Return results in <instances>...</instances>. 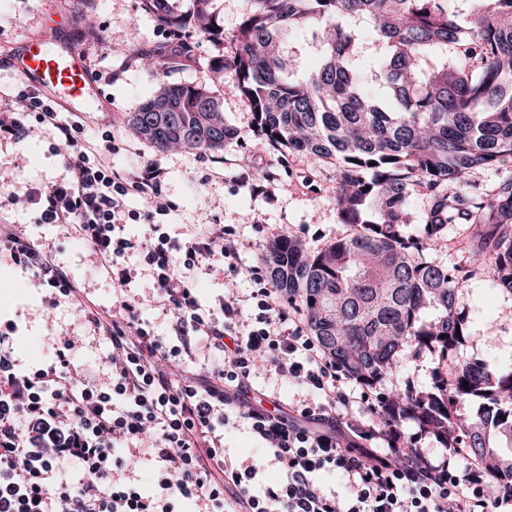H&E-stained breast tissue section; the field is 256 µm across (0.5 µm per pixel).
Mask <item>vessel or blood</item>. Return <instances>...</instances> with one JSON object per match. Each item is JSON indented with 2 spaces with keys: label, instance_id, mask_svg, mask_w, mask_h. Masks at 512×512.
<instances>
[{
  "label": "vessel or blood",
  "instance_id": "b4317fda",
  "mask_svg": "<svg viewBox=\"0 0 512 512\" xmlns=\"http://www.w3.org/2000/svg\"><path fill=\"white\" fill-rule=\"evenodd\" d=\"M63 27V22L50 20L41 35L11 52L8 60L12 72L72 112L77 105L96 97L97 90L79 46L71 43L60 52L48 50V43L56 41Z\"/></svg>",
  "mask_w": 512,
  "mask_h": 512
}]
</instances>
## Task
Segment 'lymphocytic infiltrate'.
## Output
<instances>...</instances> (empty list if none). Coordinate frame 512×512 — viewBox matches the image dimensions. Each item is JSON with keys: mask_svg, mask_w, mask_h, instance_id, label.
<instances>
[{"mask_svg": "<svg viewBox=\"0 0 512 512\" xmlns=\"http://www.w3.org/2000/svg\"><path fill=\"white\" fill-rule=\"evenodd\" d=\"M25 109L0 113V141L18 140L35 124L50 132L64 160V176L31 188L25 202L42 224L71 228L112 277V304L102 309L53 258L51 244L24 232L0 230V252L33 273L48 292L49 307L75 305L81 331L57 341L51 362L21 363L13 345L19 327L0 322V512H179L193 501L198 512H503L512 491L484 493L481 468L457 469L458 448L431 459L407 451L394 425L375 428L341 420L352 383L301 325V309L270 285L266 269L238 268V244L223 225L180 241L164 222L173 204L164 195V171L143 165L129 175L101 153L112 137L81 140L79 119L63 118L38 93H24ZM132 198L150 199V210H127ZM149 228L148 242L125 233L127 222ZM138 256L159 302L170 314L168 334L142 321L128 294L132 271L125 257ZM221 266L225 276L254 283L248 303L226 300L203 306L189 272ZM107 343L97 370L77 360L80 349ZM277 379L319 396L266 409L248 399L258 360ZM179 360L196 373H173ZM246 425L265 445L279 478L256 487V464L226 456L224 432ZM147 453L157 463L152 491L130 476L127 455ZM81 477L61 478L63 464ZM342 473L346 495L326 491L320 474ZM238 493L226 498V487Z\"/></svg>", "mask_w": 512, "mask_h": 512, "instance_id": "obj_1", "label": "lymphocytic infiltrate"}]
</instances>
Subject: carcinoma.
Instances as JSON below:
<instances>
[{
	"label": "carcinoma",
	"mask_w": 512,
	"mask_h": 512,
	"mask_svg": "<svg viewBox=\"0 0 512 512\" xmlns=\"http://www.w3.org/2000/svg\"><path fill=\"white\" fill-rule=\"evenodd\" d=\"M235 30L213 0L179 14L143 0L171 42L142 54L155 75L194 63L211 82L231 76L260 130L292 153L336 163V210L351 232L318 251L288 236L263 249L268 279L298 303L328 359L367 388L422 350L452 353L470 338L458 285L484 274L512 297V0H251ZM376 47L360 50L361 24ZM233 45L202 59L197 39ZM316 67L295 71L302 42ZM207 84H161L130 126L163 152H217L239 138ZM376 165H370V162ZM497 172L488 189L484 171ZM427 197L422 239L403 234L416 193ZM457 227L472 269L430 259L426 245ZM483 400L470 417L456 405ZM384 424L411 417L465 448L493 483L512 488V362L457 364L425 393H394Z\"/></svg>",
	"instance_id": "carcinoma-1"
}]
</instances>
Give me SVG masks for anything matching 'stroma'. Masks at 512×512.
<instances>
[{"label": "stroma", "mask_w": 512, "mask_h": 512, "mask_svg": "<svg viewBox=\"0 0 512 512\" xmlns=\"http://www.w3.org/2000/svg\"><path fill=\"white\" fill-rule=\"evenodd\" d=\"M71 18L70 34L82 48L100 100L87 114V133L111 131L115 151L106 154L114 168L133 174L148 163L166 172L162 190L173 209L166 218L170 235L185 240L201 234L207 225L221 224L238 242V267L258 265L264 245L286 235L317 249L347 235L349 225L337 217L336 165L301 154L273 149L257 127L251 108L233 79L217 86L225 123L239 139L214 154L191 153L181 148L157 151L128 127V118L154 92L157 81L169 84L207 83L206 71L187 67L154 78L142 65L140 51L164 41L166 31L145 11L142 0H0V101L15 102L29 88L7 70V56L44 30L49 15ZM50 135L36 129L25 139L0 143V220L51 243L55 260L69 277L89 288L104 307L112 303V280L74 234L37 223L33 208L6 203L8 193L60 180L63 159L52 152ZM128 293L140 303L143 321L166 333L169 314L158 304L147 272L135 266ZM198 300L218 306L226 287L237 295L250 294L253 284L239 277L226 284L222 270L198 267L190 273ZM46 290L31 272L0 258V320L19 325L14 345L26 364L50 360L54 337L80 325L77 309L68 303L48 308ZM459 299L470 317L471 341L452 357L434 351L410 356L393 375L377 386L383 393L425 392L436 373L445 372L449 360L493 362L512 357V299L491 288L480 277L460 285ZM224 450L234 458L261 460L263 479L277 475L273 461L249 429L239 426L224 433Z\"/></svg>", "instance_id": "obj_1"}]
</instances>
